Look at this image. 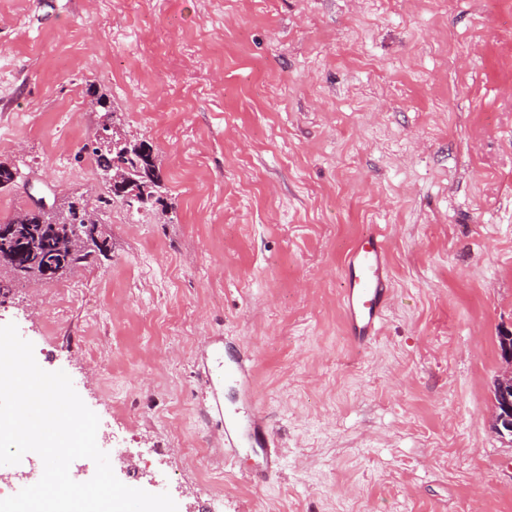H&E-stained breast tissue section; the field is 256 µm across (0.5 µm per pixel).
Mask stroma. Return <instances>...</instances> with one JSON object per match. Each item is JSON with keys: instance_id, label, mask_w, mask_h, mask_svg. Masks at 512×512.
<instances>
[{"instance_id": "35a3bbf8", "label": "stroma", "mask_w": 512, "mask_h": 512, "mask_svg": "<svg viewBox=\"0 0 512 512\" xmlns=\"http://www.w3.org/2000/svg\"><path fill=\"white\" fill-rule=\"evenodd\" d=\"M91 85L162 203L111 195ZM0 162V221L80 195L112 242L13 285L0 325L127 450L122 483L179 512H512V0H0ZM376 227L390 300L358 347L343 265ZM239 357L222 408L273 441L232 456L205 374ZM512 336L506 332L499 340L501 341L500 355L507 365V369L503 371L495 380L494 391L500 398L498 408L494 409L492 415V426L501 438L510 436L512 439ZM494 394L495 403L498 402L497 396ZM510 439V442H512Z\"/></svg>"}]
</instances>
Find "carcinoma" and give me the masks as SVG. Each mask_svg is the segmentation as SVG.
Segmentation results:
<instances>
[{
	"label": "carcinoma",
	"mask_w": 512,
	"mask_h": 512,
	"mask_svg": "<svg viewBox=\"0 0 512 512\" xmlns=\"http://www.w3.org/2000/svg\"><path fill=\"white\" fill-rule=\"evenodd\" d=\"M87 94L95 111L104 113L106 118L95 133V147L92 148L99 168L106 171L112 159L119 158L130 183L148 188L147 196L154 198L156 203L161 202L155 192L161 187L163 177L153 145L140 139L110 149L109 142L103 137L109 132L108 122L113 116L110 102L93 85L88 87ZM87 208L84 199L73 197L61 208L37 215L25 209L0 222V227L8 228V234L0 235V269L28 282H47L74 267H91L108 258L112 247L98 225L85 222Z\"/></svg>",
	"instance_id": "carcinoma-1"
}]
</instances>
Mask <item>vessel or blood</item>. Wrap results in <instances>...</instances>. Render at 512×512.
Wrapping results in <instances>:
<instances>
[{
  "label": "vessel or blood",
  "instance_id": "obj_1",
  "mask_svg": "<svg viewBox=\"0 0 512 512\" xmlns=\"http://www.w3.org/2000/svg\"><path fill=\"white\" fill-rule=\"evenodd\" d=\"M389 295L385 237L375 230L364 234L345 260L343 308L347 332L356 344H366L378 335Z\"/></svg>",
  "mask_w": 512,
  "mask_h": 512
}]
</instances>
